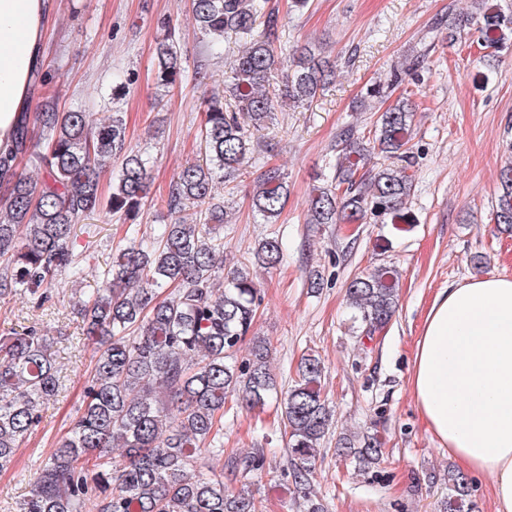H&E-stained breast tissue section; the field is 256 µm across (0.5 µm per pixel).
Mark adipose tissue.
<instances>
[{"mask_svg": "<svg viewBox=\"0 0 512 512\" xmlns=\"http://www.w3.org/2000/svg\"><path fill=\"white\" fill-rule=\"evenodd\" d=\"M51 0H0V151L29 104ZM411 390L428 429L467 471L487 476L495 512H512V278L442 289L424 319Z\"/></svg>", "mask_w": 512, "mask_h": 512, "instance_id": "obj_1", "label": "adipose tissue"}]
</instances>
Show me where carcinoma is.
Wrapping results in <instances>:
<instances>
[{
	"instance_id": "obj_1",
	"label": "carcinoma",
	"mask_w": 512,
	"mask_h": 512,
	"mask_svg": "<svg viewBox=\"0 0 512 512\" xmlns=\"http://www.w3.org/2000/svg\"><path fill=\"white\" fill-rule=\"evenodd\" d=\"M474 11L462 18L448 13V37L461 28L478 34L484 57L501 49V33L512 29V14L489 0H473ZM200 33L221 43L233 34L244 41L224 78V92L205 102L200 136L204 157L185 165L168 190V210L197 208L200 223L177 219L144 236L135 224L150 193V158L127 144L123 119L114 113L96 123L87 112H59L48 104L24 118L15 133L14 151L0 155V299L25 290L44 303L62 277L75 278L81 259L72 246L74 228L104 208L130 221L124 245L102 274L92 299L77 303L83 330L96 350L86 402L69 434L59 440L21 507V512H262L247 492L224 486V472L210 460L224 455L221 435L224 404L235 396L250 409L279 397L280 419L288 435L296 492L304 512H324L311 498L320 448L333 423L322 394L325 366L315 353L302 355L296 378L278 393L271 372L270 345L253 339L246 356L240 345L251 331L260 291L249 266L224 269L227 223L215 185L241 175L254 151L247 125L259 129L285 102L311 103L336 72V62L320 49L298 46L288 56L282 84L272 83L278 63L279 15L260 0H191ZM155 47L157 84L169 89L181 80L182 56L171 18L161 24ZM411 93L378 113L369 129L344 127L332 147V174L312 187L308 224H399L407 221L411 194ZM49 141L35 151L29 124ZM377 154L402 162L365 168ZM41 172L35 181L20 172L21 161ZM121 161L112 175V193L99 196V179ZM499 195L489 221L512 233V166L499 173ZM288 176L266 168L256 180L254 211L265 224L278 223L288 203ZM254 264L276 269L288 260L286 242L276 232L258 241ZM398 276L389 266L355 275L346 289L353 322L366 336L384 328L397 306ZM51 338L36 328L0 337V470L15 449L40 424L44 406L60 388L49 353ZM383 442L372 430L342 433L336 454L360 472L378 467ZM265 451L257 448L236 461L250 473L264 468ZM473 486L463 472L448 468L443 512H473Z\"/></svg>"
}]
</instances>
